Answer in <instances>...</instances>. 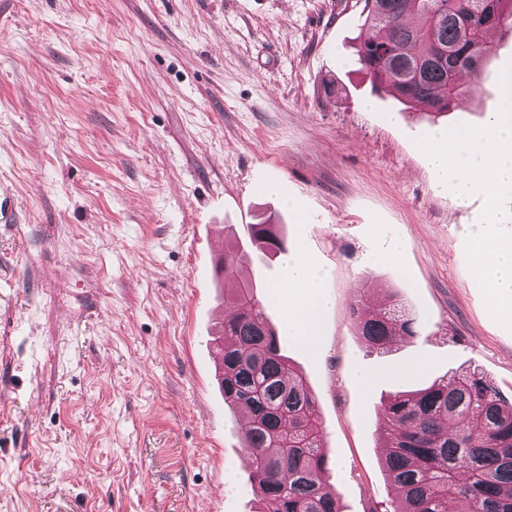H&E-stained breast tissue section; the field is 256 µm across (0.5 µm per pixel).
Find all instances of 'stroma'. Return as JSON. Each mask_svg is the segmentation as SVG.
I'll return each instance as SVG.
<instances>
[{
  "label": "stroma",
  "mask_w": 512,
  "mask_h": 512,
  "mask_svg": "<svg viewBox=\"0 0 512 512\" xmlns=\"http://www.w3.org/2000/svg\"><path fill=\"white\" fill-rule=\"evenodd\" d=\"M364 0H0V512H255L243 418L211 360L210 240L276 222L332 305L305 345L281 255L243 273L317 402L343 512L387 500L377 413L458 367L512 402V330L467 264L485 201L420 138L484 126L512 28L447 114L373 89ZM280 194L255 191L269 171ZM393 292L423 326L390 350L351 303ZM369 377L360 384L358 375Z\"/></svg>",
  "instance_id": "stroma-1"
}]
</instances>
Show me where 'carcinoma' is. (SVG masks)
<instances>
[{
  "label": "carcinoma",
  "instance_id": "obj_1",
  "mask_svg": "<svg viewBox=\"0 0 512 512\" xmlns=\"http://www.w3.org/2000/svg\"><path fill=\"white\" fill-rule=\"evenodd\" d=\"M365 36L358 61L371 83L399 100L448 111L473 88L492 53L490 34L512 21V0H365ZM417 14L419 26L402 19ZM250 241L265 253L284 248L278 225L251 224ZM245 254L230 243L218 261L224 307L215 328L224 353L218 369L224 403L251 417L242 437L258 512H342L330 491L323 428L314 396L280 353L261 297L242 276ZM351 303L355 329L368 344L388 349L416 338L420 326L393 293L366 306ZM383 464L398 505L392 512H512V403L478 370L456 369L413 391H399L379 408Z\"/></svg>",
  "mask_w": 512,
  "mask_h": 512
}]
</instances>
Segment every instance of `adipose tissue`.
<instances>
[{"label": "adipose tissue", "mask_w": 512, "mask_h": 512, "mask_svg": "<svg viewBox=\"0 0 512 512\" xmlns=\"http://www.w3.org/2000/svg\"><path fill=\"white\" fill-rule=\"evenodd\" d=\"M288 285L294 288L285 306L288 323L298 337L306 343L312 342L318 331L321 314L328 306V300L321 291L319 270L300 253L287 258Z\"/></svg>", "instance_id": "obj_1"}]
</instances>
